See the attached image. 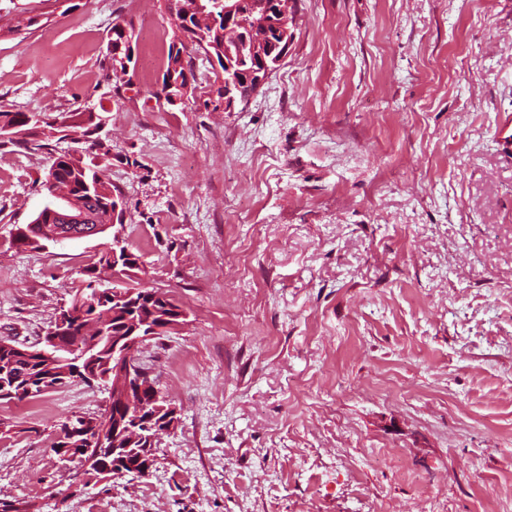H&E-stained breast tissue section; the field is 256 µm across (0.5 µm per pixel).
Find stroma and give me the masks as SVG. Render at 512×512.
<instances>
[{
	"mask_svg": "<svg viewBox=\"0 0 512 512\" xmlns=\"http://www.w3.org/2000/svg\"><path fill=\"white\" fill-rule=\"evenodd\" d=\"M244 108L157 102L167 0H0V112L105 111L137 282L186 321L136 354L178 410L143 478L51 448L105 386L0 403L15 512H512V0H295ZM33 22L18 27L21 9ZM132 23V86L107 42ZM51 140L0 145V338L32 346L111 233L16 246Z\"/></svg>",
	"mask_w": 512,
	"mask_h": 512,
	"instance_id": "35a3bbf8",
	"label": "stroma"
}]
</instances>
